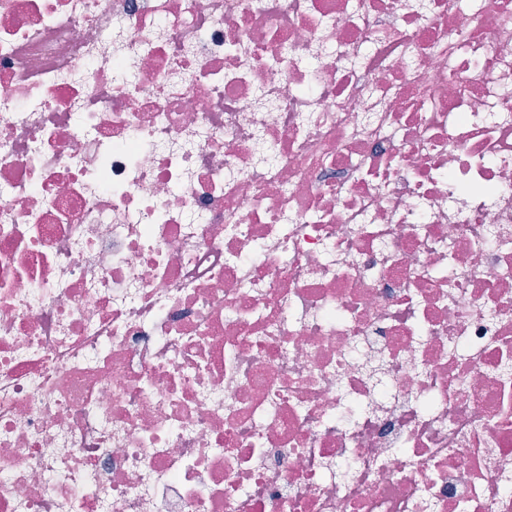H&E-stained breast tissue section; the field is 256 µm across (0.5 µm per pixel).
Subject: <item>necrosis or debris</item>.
I'll list each match as a JSON object with an SVG mask.
<instances>
[{
	"label": "necrosis or debris",
	"mask_w": 512,
	"mask_h": 512,
	"mask_svg": "<svg viewBox=\"0 0 512 512\" xmlns=\"http://www.w3.org/2000/svg\"><path fill=\"white\" fill-rule=\"evenodd\" d=\"M0 512H512V0H0Z\"/></svg>",
	"instance_id": "necrosis-or-debris-1"
}]
</instances>
